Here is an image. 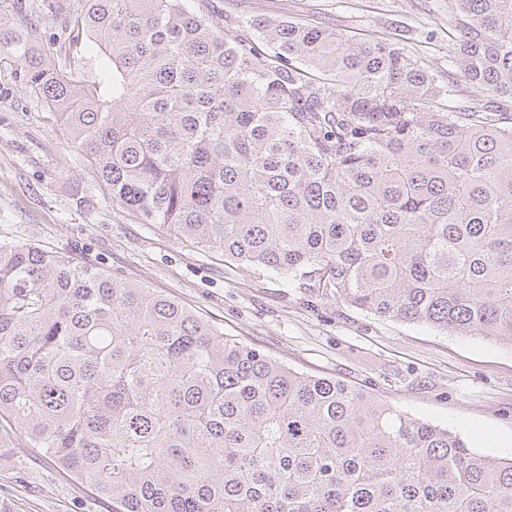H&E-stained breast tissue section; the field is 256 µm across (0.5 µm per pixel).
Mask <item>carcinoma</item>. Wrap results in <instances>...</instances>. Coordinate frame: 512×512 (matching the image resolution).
I'll return each instance as SVG.
<instances>
[{
  "label": "carcinoma",
  "instance_id": "cac0c4a2",
  "mask_svg": "<svg viewBox=\"0 0 512 512\" xmlns=\"http://www.w3.org/2000/svg\"><path fill=\"white\" fill-rule=\"evenodd\" d=\"M449 2L445 83L397 41L196 0H85L52 57L12 29L0 54L142 223L512 344V0ZM0 419L111 512H512V459L28 243L0 241Z\"/></svg>",
  "mask_w": 512,
  "mask_h": 512
}]
</instances>
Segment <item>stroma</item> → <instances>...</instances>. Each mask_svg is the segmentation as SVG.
<instances>
[{
	"mask_svg": "<svg viewBox=\"0 0 512 512\" xmlns=\"http://www.w3.org/2000/svg\"><path fill=\"white\" fill-rule=\"evenodd\" d=\"M85 0H0V27L39 44ZM231 17L288 16L392 38L443 74L451 67L448 0H210ZM0 240L69 251L112 276L195 309L225 335L295 371L364 386L475 451L512 456V344L383 319L260 267L181 241L112 203L14 58L0 57ZM10 512H109L91 487L16 437L0 464Z\"/></svg>",
	"mask_w": 512,
	"mask_h": 512,
	"instance_id": "stroma-1",
	"label": "stroma"
}]
</instances>
